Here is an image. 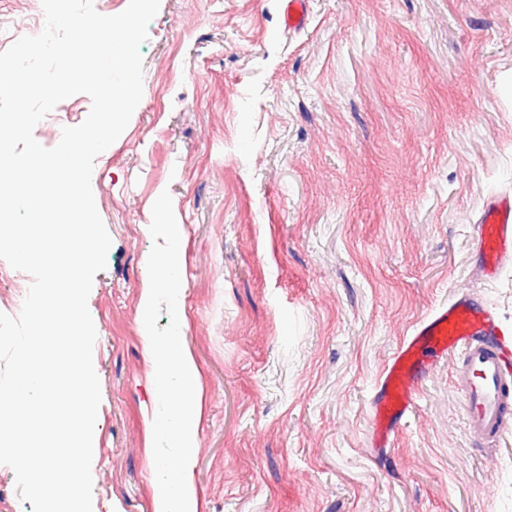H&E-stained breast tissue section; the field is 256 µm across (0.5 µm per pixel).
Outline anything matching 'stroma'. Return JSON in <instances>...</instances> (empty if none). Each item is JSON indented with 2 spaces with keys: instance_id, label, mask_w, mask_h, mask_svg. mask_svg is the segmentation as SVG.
<instances>
[{
  "instance_id": "obj_1",
  "label": "stroma",
  "mask_w": 512,
  "mask_h": 512,
  "mask_svg": "<svg viewBox=\"0 0 512 512\" xmlns=\"http://www.w3.org/2000/svg\"><path fill=\"white\" fill-rule=\"evenodd\" d=\"M143 97L91 178L111 238L87 300L100 382L92 512H154L155 365L140 319L151 209L180 234L198 369V512H512V428L464 430L454 366L391 450L372 385L412 324L474 293L512 326L478 223L512 194V0H160ZM91 100L34 136L51 148ZM284 23L288 29H296L305 24L308 16V0H286Z\"/></svg>"
}]
</instances>
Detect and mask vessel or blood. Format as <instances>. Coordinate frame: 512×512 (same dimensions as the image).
Returning a JSON list of instances; mask_svg holds the SVG:
<instances>
[{
	"instance_id": "obj_1",
	"label": "vessel or blood",
	"mask_w": 512,
	"mask_h": 512,
	"mask_svg": "<svg viewBox=\"0 0 512 512\" xmlns=\"http://www.w3.org/2000/svg\"><path fill=\"white\" fill-rule=\"evenodd\" d=\"M308 0H286L284 23L305 24ZM479 269L496 279L512 264V197L489 201L480 217ZM456 367L469 435L494 439L512 424V328L485 301L458 294L417 321L372 388L369 448H389L417 407L423 382L443 363Z\"/></svg>"
}]
</instances>
